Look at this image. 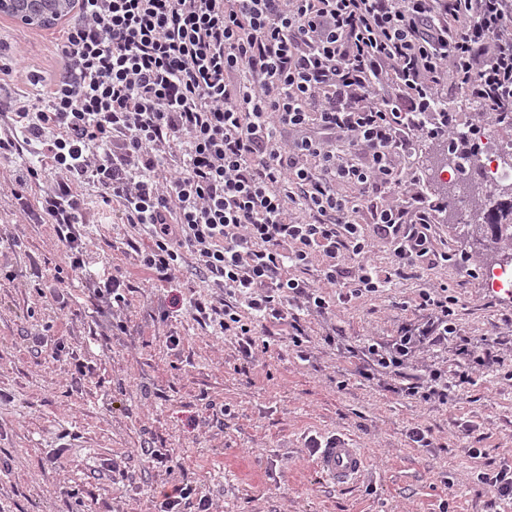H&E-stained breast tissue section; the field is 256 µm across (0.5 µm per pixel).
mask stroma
<instances>
[{
  "instance_id": "35a3bbf8",
  "label": "stroma",
  "mask_w": 512,
  "mask_h": 512,
  "mask_svg": "<svg viewBox=\"0 0 512 512\" xmlns=\"http://www.w3.org/2000/svg\"><path fill=\"white\" fill-rule=\"evenodd\" d=\"M49 34L0 14V65L21 49L53 72ZM444 94L459 131L512 134L458 85ZM18 174V164L0 161V269L12 274L0 281V512H156L162 492L182 481L211 499L212 512H439L444 499L450 512H488L493 493L477 471L512 467V380L479 372L447 404H422L360 378L346 347L390 338L406 317L401 302L444 282L463 334L499 338L512 367V288L488 280L497 254L466 269L438 264L331 314L307 315L310 360L280 340L247 365L236 337L194 319L193 302L215 294L194 261L143 287L144 233L101 209L97 188L85 184L90 270L129 283L118 314L102 309L66 269L37 191ZM423 191L439 206L436 248L461 251L454 225L474 211L473 192L448 180ZM335 329L339 340L326 343ZM42 335L63 342L61 356L34 347ZM417 424L430 429L432 447L407 439ZM333 434L367 456L363 476L344 487L317 471L306 446L309 436ZM149 448L167 453L169 466L151 463ZM472 448L483 458H470Z\"/></svg>"
}]
</instances>
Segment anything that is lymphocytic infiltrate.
<instances>
[{
    "instance_id": "lymphocytic-infiltrate-1",
    "label": "lymphocytic infiltrate",
    "mask_w": 512,
    "mask_h": 512,
    "mask_svg": "<svg viewBox=\"0 0 512 512\" xmlns=\"http://www.w3.org/2000/svg\"><path fill=\"white\" fill-rule=\"evenodd\" d=\"M45 80L25 55L10 70L34 86L9 110L0 158L33 147L38 189L72 272L86 265L84 199L151 244L141 266L163 279L192 254L219 293L194 316L217 322L253 362L280 328L300 360L302 312L326 313L452 256L434 246L433 208L413 166L427 136L456 144L441 90L467 89L492 119L512 113V0H74ZM395 200L375 199L377 191ZM369 212L375 237L358 222ZM390 266L372 264L375 240ZM317 266V281L305 273ZM447 284L402 302L425 316L352 349L368 380L447 403L450 386L501 369L493 341L462 336ZM465 361L448 374L437 359ZM512 379V369L504 370Z\"/></svg>"
}]
</instances>
